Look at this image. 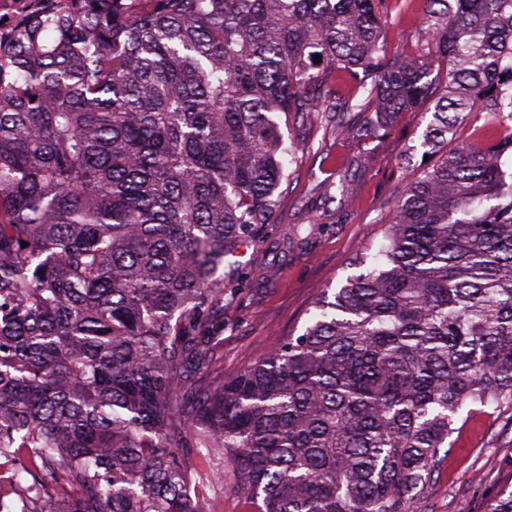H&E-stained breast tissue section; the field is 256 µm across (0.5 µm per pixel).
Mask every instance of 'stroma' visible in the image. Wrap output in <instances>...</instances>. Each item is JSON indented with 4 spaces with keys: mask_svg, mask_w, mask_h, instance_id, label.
Masks as SVG:
<instances>
[{
    "mask_svg": "<svg viewBox=\"0 0 512 512\" xmlns=\"http://www.w3.org/2000/svg\"><path fill=\"white\" fill-rule=\"evenodd\" d=\"M421 4L399 0L385 28L390 47L420 40ZM421 121L406 112L370 146L341 136L329 139L325 153L300 154L299 176L281 193L276 222L258 242L224 259L242 278L224 288L221 361L198 375V384L233 377L277 339L301 334L324 291L358 274L355 259L379 249L404 194L400 162L424 161ZM457 426L448 459L417 501V512H486L501 490L512 487V400L462 413ZM199 497L203 512H253L228 474L218 487L200 489Z\"/></svg>",
    "mask_w": 512,
    "mask_h": 512,
    "instance_id": "stroma-1",
    "label": "stroma"
}]
</instances>
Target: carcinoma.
I'll return each instance as SVG.
<instances>
[{
  "label": "carcinoma",
  "mask_w": 512,
  "mask_h": 512,
  "mask_svg": "<svg viewBox=\"0 0 512 512\" xmlns=\"http://www.w3.org/2000/svg\"><path fill=\"white\" fill-rule=\"evenodd\" d=\"M389 2L81 0L16 24L0 467L33 478L18 512H202L226 465L256 512H415L460 413L512 399V0H423L426 53L389 51ZM430 104L431 161L366 271L195 384L240 277L224 258L274 223L309 148L281 125L368 144Z\"/></svg>",
  "instance_id": "cac0c4a2"
}]
</instances>
